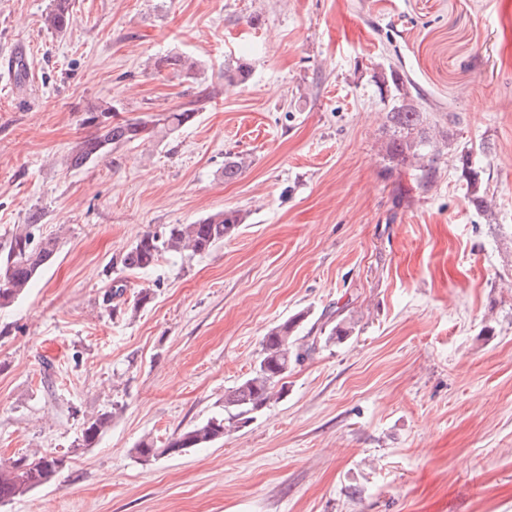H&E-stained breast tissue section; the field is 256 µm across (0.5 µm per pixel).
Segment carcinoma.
Segmentation results:
<instances>
[{
  "label": "carcinoma",
  "instance_id": "obj_1",
  "mask_svg": "<svg viewBox=\"0 0 512 512\" xmlns=\"http://www.w3.org/2000/svg\"><path fill=\"white\" fill-rule=\"evenodd\" d=\"M71 0H52V8L45 15L46 28L61 32L70 23ZM158 69H170L191 78L196 64L189 58L166 56ZM395 89L387 119L392 134L387 145L389 159L398 166L416 164L421 171L423 185L433 182L435 163L440 156L435 129L427 123L426 112L414 100L395 69H390ZM110 108L91 111L83 122L96 128L95 133L80 141L69 157L73 169L108 154L111 150L144 141L151 137L155 127L178 129L191 123L195 113L164 112L151 121L139 118L120 122H104ZM244 215L236 209L212 213L192 224H166L158 231L143 233L123 257V266L132 272H141L155 266L165 256L194 257L210 252L233 235ZM30 225L26 224L12 234L8 251L0 261V309L10 307L31 287L41 270L54 258L58 239L46 237L34 241ZM304 318L298 313L273 326L263 337L256 365L224 396V412L171 437L158 448L154 442L143 440L136 448L139 459L149 462L162 455H172L186 448H199L229 435L251 422L255 415L278 402L285 392L284 379L288 368L315 350L317 339L307 340L295 335L296 323ZM112 414L99 413L84 423L82 445L90 446L110 426ZM64 466V461L53 456L21 457L8 467H0V485H7L9 499L21 498L32 490L51 483Z\"/></svg>",
  "mask_w": 512,
  "mask_h": 512
}]
</instances>
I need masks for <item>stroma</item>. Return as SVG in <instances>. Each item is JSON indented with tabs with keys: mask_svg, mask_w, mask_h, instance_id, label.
I'll return each instance as SVG.
<instances>
[{
	"mask_svg": "<svg viewBox=\"0 0 512 512\" xmlns=\"http://www.w3.org/2000/svg\"><path fill=\"white\" fill-rule=\"evenodd\" d=\"M49 5L0 0V54L29 63L0 83V250L34 213L59 240L0 309V464L67 465L0 512H512V0H73L62 33ZM174 54L193 81L158 71ZM393 68L448 137L428 188L386 154ZM94 104L195 119L75 170ZM224 209L245 221L208 254L124 268L145 231ZM330 311L350 335L282 400L138 459L222 412L271 327ZM112 413L103 412L92 416L84 423L81 434L83 446H90L96 442L100 434L110 426L112 422Z\"/></svg>",
	"mask_w": 512,
	"mask_h": 512,
	"instance_id": "obj_1",
	"label": "stroma"
}]
</instances>
